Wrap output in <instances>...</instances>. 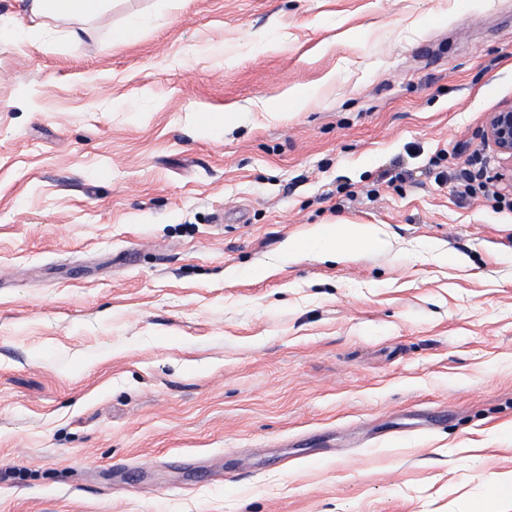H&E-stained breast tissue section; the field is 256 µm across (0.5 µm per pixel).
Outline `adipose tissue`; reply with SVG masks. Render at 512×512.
I'll return each mask as SVG.
<instances>
[{
	"label": "adipose tissue",
	"mask_w": 512,
	"mask_h": 512,
	"mask_svg": "<svg viewBox=\"0 0 512 512\" xmlns=\"http://www.w3.org/2000/svg\"><path fill=\"white\" fill-rule=\"evenodd\" d=\"M106 8V0H29L32 18H92ZM381 231L374 224H316L298 241L287 246L284 255L312 253L320 257H350L355 251L382 247Z\"/></svg>",
	"instance_id": "ef3b65f1"
}]
</instances>
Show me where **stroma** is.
Segmentation results:
<instances>
[{"mask_svg":"<svg viewBox=\"0 0 512 512\" xmlns=\"http://www.w3.org/2000/svg\"><path fill=\"white\" fill-rule=\"evenodd\" d=\"M510 101L512 0H111L0 41V512H512ZM334 222L390 248L250 277ZM483 141L493 150L512 161V102L490 112L483 128Z\"/></svg>","mask_w":512,"mask_h":512,"instance_id":"1","label":"stroma"}]
</instances>
